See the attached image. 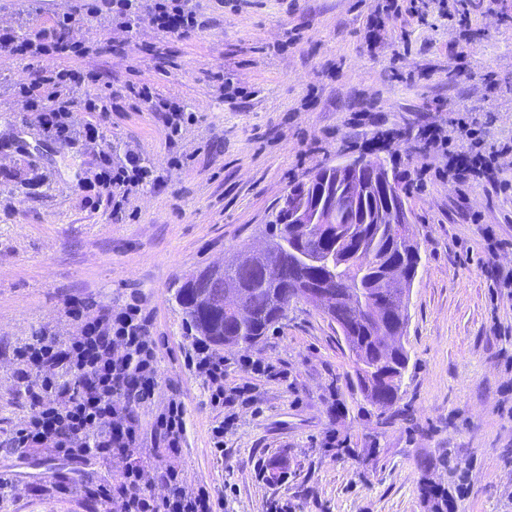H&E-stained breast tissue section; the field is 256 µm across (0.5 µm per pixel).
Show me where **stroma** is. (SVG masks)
Returning a JSON list of instances; mask_svg holds the SVG:
<instances>
[{"label":"stroma","mask_w":512,"mask_h":512,"mask_svg":"<svg viewBox=\"0 0 512 512\" xmlns=\"http://www.w3.org/2000/svg\"><path fill=\"white\" fill-rule=\"evenodd\" d=\"M415 2L420 17L397 18L385 0H250L237 11L197 0L208 27L184 37L143 22L130 34L87 24L100 48L83 62L99 74L90 91L112 100L108 117L79 115L102 124V142L90 147L52 140L26 119L11 87L39 73L0 51V441L29 412L15 348L75 335L69 297L97 314L138 295L160 342L156 403L184 400V466L223 495L224 512H262L279 497L295 512H437L426 488L452 487L460 463L469 489L458 512H512V298L499 286L512 271V198L478 185L459 195L434 175L444 158L413 135L481 106L489 142L512 139V0L467 16L457 0ZM146 41L156 53L143 51ZM139 81L197 114L178 149L166 145L151 103L127 92ZM390 128L401 134L395 146L369 150ZM126 143L160 180L115 217L107 200L86 204L80 184L100 153ZM177 150L190 156L180 167L170 164ZM374 157L409 191L422 257L396 404L383 412L363 401L339 327L301 301L249 349L279 376L258 381L215 455L211 427L222 411L184 363L190 333L176 290L260 244L293 183ZM424 164L432 174L421 183ZM70 468L45 448L23 459L0 449V475L20 487L0 512H90L83 496L47 489Z\"/></svg>","instance_id":"obj_1"}]
</instances>
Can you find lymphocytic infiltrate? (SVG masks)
Instances as JSON below:
<instances>
[{
    "instance_id": "obj_1",
    "label": "lymphocytic infiltrate",
    "mask_w": 512,
    "mask_h": 512,
    "mask_svg": "<svg viewBox=\"0 0 512 512\" xmlns=\"http://www.w3.org/2000/svg\"><path fill=\"white\" fill-rule=\"evenodd\" d=\"M71 11L51 22L30 17L20 27H0V50L25 67L39 69L35 83L18 84L16 96L52 137L94 143L103 129L77 122L75 104L84 111L108 114L111 101L80 99L94 82L93 71L77 68L76 60L91 55L94 45L80 30L97 21L125 32L140 19L166 34L189 35L206 25L193 0H73ZM131 95L145 98L161 114L169 145L196 121L194 112L177 98L162 96L148 85H130ZM428 148L446 160L442 174L460 188L482 183L489 194L512 193L504 178L500 155L512 152V140L491 145L478 109L457 114L450 130L433 124L421 130ZM154 178L134 148L120 160L102 155L93 180L83 191L106 196L113 213H121L132 197ZM65 313L78 323L77 335L57 342L37 338L17 347L16 374L24 385L30 413L9 439L16 453L51 448L74 462L120 459L118 475L87 487V495L111 505L112 512H222L224 499L204 485H187L181 464L185 434V403L172 395L150 422L139 412L150 407L158 389L159 346L150 332L151 317L136 297L109 314L89 315L82 299L65 301ZM188 367L206 384L213 404L224 406L222 420L211 428L215 448L224 445V430L235 420L236 405L251 399L253 383L227 379V361L210 343L196 339L187 349Z\"/></svg>"
}]
</instances>
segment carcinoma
I'll return each mask as SVG.
<instances>
[{
  "label": "carcinoma",
  "instance_id": "cac0c4a2",
  "mask_svg": "<svg viewBox=\"0 0 512 512\" xmlns=\"http://www.w3.org/2000/svg\"><path fill=\"white\" fill-rule=\"evenodd\" d=\"M393 200L369 188L356 202L355 224L342 215L334 224H299L278 209L266 227V249L251 259L281 268V276L251 275L241 251L225 258L222 267L192 275L176 293L190 328L215 346L251 349L286 316L303 289L325 288L335 300L327 315L354 357L357 391L371 406L391 409L409 363L402 339L421 263L409 225L386 218ZM297 254L315 256L321 264L296 265ZM211 280L242 297L243 319L216 299L215 288L206 287Z\"/></svg>",
  "mask_w": 512,
  "mask_h": 512
}]
</instances>
